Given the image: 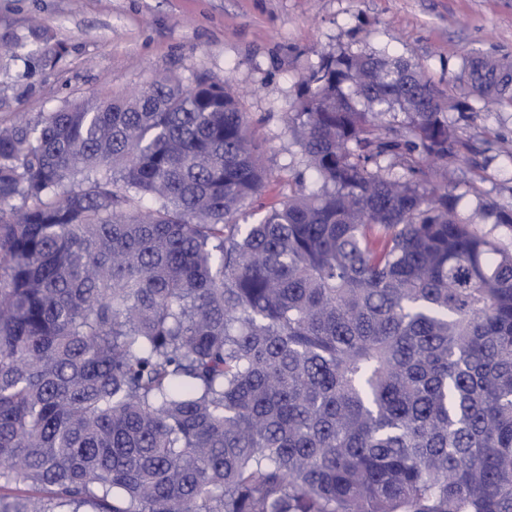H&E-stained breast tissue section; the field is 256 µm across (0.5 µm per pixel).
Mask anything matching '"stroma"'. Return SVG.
Here are the masks:
<instances>
[{"label": "stroma", "instance_id": "1", "mask_svg": "<svg viewBox=\"0 0 512 512\" xmlns=\"http://www.w3.org/2000/svg\"><path fill=\"white\" fill-rule=\"evenodd\" d=\"M32 19L50 24L68 55L20 112L34 116L104 85L129 91L159 73L228 82L273 175L247 223L296 186L314 188L283 117L312 66L341 50L408 60L467 102L469 111L448 114L458 150L448 189L470 218L481 195L512 210V98L479 103L460 77L467 57L512 74V0H0V28Z\"/></svg>", "mask_w": 512, "mask_h": 512}]
</instances>
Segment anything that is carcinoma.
Segmentation results:
<instances>
[{
    "mask_svg": "<svg viewBox=\"0 0 512 512\" xmlns=\"http://www.w3.org/2000/svg\"><path fill=\"white\" fill-rule=\"evenodd\" d=\"M65 57L1 30L0 110ZM463 107L322 58L285 118L318 187L257 224L271 173L219 83L0 122V512H512V250L422 165Z\"/></svg>",
    "mask_w": 512,
    "mask_h": 512,
    "instance_id": "cac0c4a2",
    "label": "carcinoma"
}]
</instances>
